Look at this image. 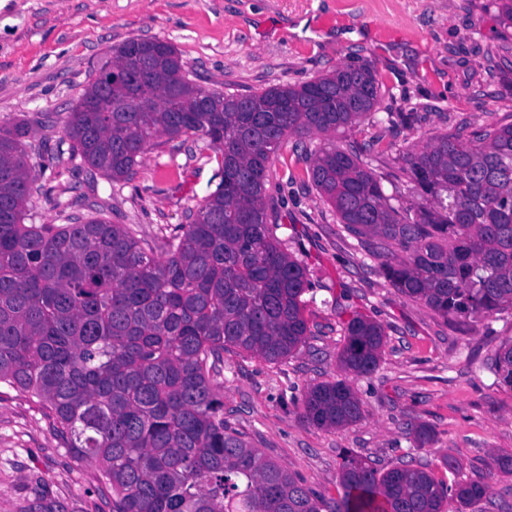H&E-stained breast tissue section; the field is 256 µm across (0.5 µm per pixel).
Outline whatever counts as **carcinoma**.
Listing matches in <instances>:
<instances>
[{"label": "carcinoma", "mask_w": 512, "mask_h": 512, "mask_svg": "<svg viewBox=\"0 0 512 512\" xmlns=\"http://www.w3.org/2000/svg\"><path fill=\"white\" fill-rule=\"evenodd\" d=\"M135 81L112 85L98 111L93 80L65 120L72 155L114 181L162 137L197 135L221 155L222 181L151 255L99 212L72 224H25L33 192L21 123L0 128V382L47 409L81 460L101 467L112 512H456L489 485L449 484L413 468L383 474L347 458L330 501L250 446L224 417V351L282 361L308 336L301 263L280 248L268 212L273 155L288 134L327 135L374 110L379 75L346 64L300 86L258 94L206 91L174 46L132 39L112 63ZM146 85L156 103L138 110ZM424 195L414 216L391 205L381 179L331 141L310 178L341 223L377 239L372 257L397 291L456 321L512 310V123L437 138L403 154ZM385 332L362 316L344 330V371L367 377ZM512 387V343L487 363ZM301 417L344 428L363 417L348 378L309 388Z\"/></svg>", "instance_id": "obj_1"}]
</instances>
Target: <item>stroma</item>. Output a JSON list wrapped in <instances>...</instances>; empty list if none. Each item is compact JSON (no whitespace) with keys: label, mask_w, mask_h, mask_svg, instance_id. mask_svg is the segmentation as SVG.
<instances>
[{"label":"stroma","mask_w":512,"mask_h":512,"mask_svg":"<svg viewBox=\"0 0 512 512\" xmlns=\"http://www.w3.org/2000/svg\"><path fill=\"white\" fill-rule=\"evenodd\" d=\"M169 41L200 88L251 94L300 85L337 66L370 62L381 89L372 114L336 143L381 177L394 206L420 197L401 158L459 128L512 121V23L498 0H0V125L23 122L28 139L69 151L64 120L113 52L130 39ZM391 112H412L411 124ZM322 136H289L275 155L266 195L282 249L301 262L310 334L287 359L224 355V414L245 440L304 486L335 499L341 464L353 455L379 471L422 469L440 479L493 484L474 512H512V387L485 363L512 342V313L478 322L445 319L399 294L368 253L369 238L341 224L308 170ZM27 204L29 224H69L97 209L129 225L155 257L187 214L213 193L221 162L196 136L161 137L112 181L81 159L43 161ZM356 316L382 324L376 371L353 379L360 421L318 428L301 415L304 392L340 378L344 326ZM431 427L433 444L411 433ZM456 463L455 472L442 465ZM96 463L76 458L42 405L0 384V512H111Z\"/></svg>","instance_id":"obj_1"}]
</instances>
